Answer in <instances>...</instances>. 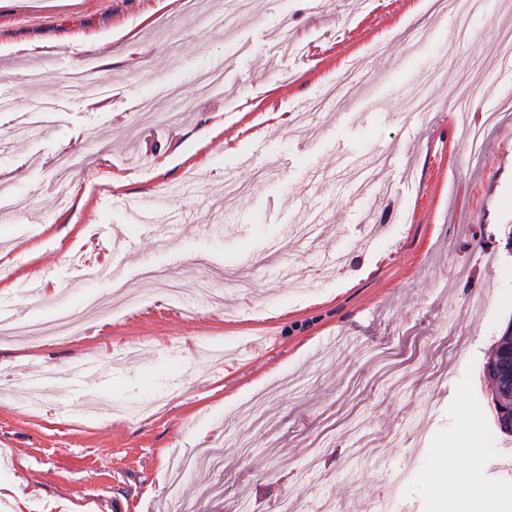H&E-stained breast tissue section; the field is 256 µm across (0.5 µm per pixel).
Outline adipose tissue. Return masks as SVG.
<instances>
[{"instance_id":"adipose-tissue-1","label":"adipose tissue","mask_w":512,"mask_h":512,"mask_svg":"<svg viewBox=\"0 0 512 512\" xmlns=\"http://www.w3.org/2000/svg\"><path fill=\"white\" fill-rule=\"evenodd\" d=\"M474 431L470 416H463L453 447L438 451V462L431 472L430 492L436 504L455 501L459 512H469L471 504L478 503L484 512H501L502 506L493 492L477 480L473 450L470 446ZM462 458V465L449 467L452 458Z\"/></svg>"}]
</instances>
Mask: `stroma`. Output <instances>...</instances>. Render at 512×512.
I'll use <instances>...</instances> for the list:
<instances>
[{
    "label": "stroma",
    "instance_id": "35a3bbf8",
    "mask_svg": "<svg viewBox=\"0 0 512 512\" xmlns=\"http://www.w3.org/2000/svg\"><path fill=\"white\" fill-rule=\"evenodd\" d=\"M316 2L263 0L228 24L225 0H195L192 15L183 0H0V93L14 100L0 111V273L43 286L34 308L0 302L35 318L88 295L109 304L112 284L71 282V256L92 253L122 281L150 263L183 288L174 303L152 286L65 344L0 338V485L25 481L21 512H316L323 496L338 512H432L436 453L464 411L478 476L512 506V474L496 468L512 436L483 374L512 321V64L490 85L483 71L512 0H489L464 40L454 0ZM284 11L295 53L274 38ZM90 48L106 88L95 105L66 91L73 53ZM217 57L228 95L196 97L195 70ZM356 62L365 78L297 123ZM32 68L40 85L16 80ZM467 85L472 120L500 114L476 158L452 110ZM424 86L426 110L408 107ZM64 152L88 169H59ZM251 155L263 182L224 203L226 174ZM159 193L183 221L146 238L118 202ZM303 208L321 213L317 235ZM115 231L137 253L111 254ZM225 264L253 287L219 284L214 304L207 268ZM86 360L101 368L94 415L61 417L22 382L48 370L65 389ZM260 394L261 421L243 419ZM186 448L195 465L180 477L171 459Z\"/></svg>",
    "mask_w": 512,
    "mask_h": 512
}]
</instances>
